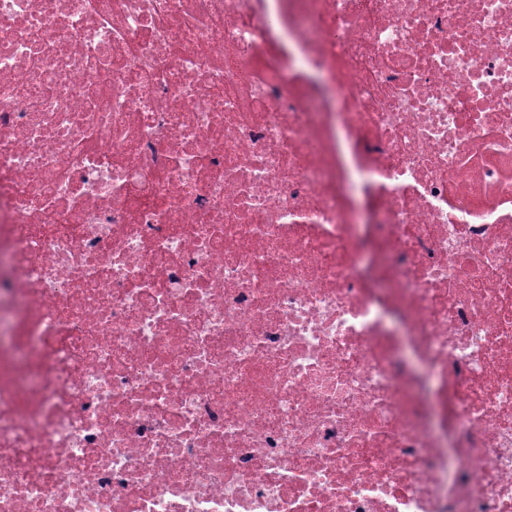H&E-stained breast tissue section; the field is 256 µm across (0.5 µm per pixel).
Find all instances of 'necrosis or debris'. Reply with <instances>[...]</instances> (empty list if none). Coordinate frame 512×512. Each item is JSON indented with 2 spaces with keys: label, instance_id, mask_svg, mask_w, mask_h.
I'll return each mask as SVG.
<instances>
[{
  "label": "necrosis or debris",
  "instance_id": "4bbe7bcc",
  "mask_svg": "<svg viewBox=\"0 0 512 512\" xmlns=\"http://www.w3.org/2000/svg\"><path fill=\"white\" fill-rule=\"evenodd\" d=\"M0 512H512V0H0Z\"/></svg>",
  "mask_w": 512,
  "mask_h": 512
}]
</instances>
